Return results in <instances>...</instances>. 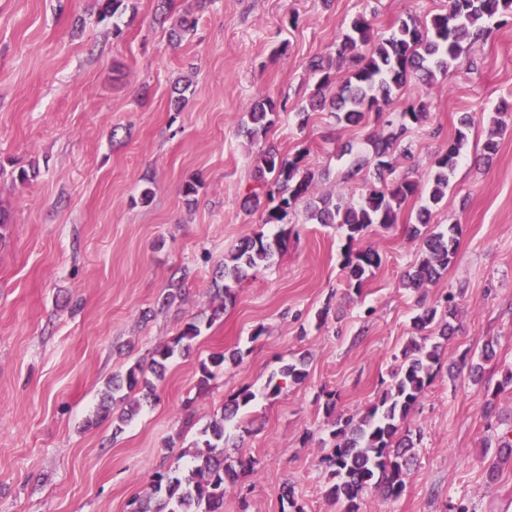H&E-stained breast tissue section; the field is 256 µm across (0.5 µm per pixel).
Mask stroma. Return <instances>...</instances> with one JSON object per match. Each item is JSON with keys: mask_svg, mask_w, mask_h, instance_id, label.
<instances>
[{"mask_svg": "<svg viewBox=\"0 0 512 512\" xmlns=\"http://www.w3.org/2000/svg\"><path fill=\"white\" fill-rule=\"evenodd\" d=\"M447 0H215L195 35L173 43L156 24L157 0H129L118 21H98L96 0H0V209L10 224L0 240V512H130L157 474L242 390L255 400L232 432L224 460L254 458L224 496L223 512H339L323 458L330 427L318 401L336 391L337 413L378 402L418 333L413 319L445 291L459 304V330L441 353L439 373L405 426L422 434L418 458L395 500L366 491L359 512H512V463L496 479L487 440L512 436V390L498 391L512 369V126L490 163L474 156L498 106L512 103V25L464 53L431 84L407 82L403 100L424 99L429 117L405 137L410 160L426 175L462 114L475 118L448 194L430 229L462 227L453 262L430 288L403 276L421 252L409 235L420 199L397 224L371 226L357 240L382 264L360 294L342 271L346 237L337 225L289 217L287 249L235 285V300L196 351L173 358L157 398L121 435L99 413L106 382L208 313L213 271L257 230L277 234L261 212L247 211L264 143L288 156L309 148L315 194L343 187L357 200L361 180L343 184L351 158L369 154L384 122L340 125L330 112L299 127L296 112L317 78L311 59H335L358 15L375 37L392 23L444 12ZM195 93L170 108L174 85ZM284 103L265 141L238 129L251 102ZM36 168L21 182L13 168ZM199 183L193 203L183 186ZM152 189L153 200L140 196ZM182 287L172 305L170 284ZM326 320H318L320 311ZM494 358L472 382L462 355ZM241 351L208 391L198 392V362ZM305 359L307 378L275 397L265 387L284 364ZM194 424H183L185 407ZM291 487L293 499L282 496Z\"/></svg>", "mask_w": 512, "mask_h": 512, "instance_id": "stroma-1", "label": "stroma"}]
</instances>
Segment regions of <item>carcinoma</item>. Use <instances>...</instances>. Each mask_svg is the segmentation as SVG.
Here are the masks:
<instances>
[{
    "instance_id": "obj_1",
    "label": "carcinoma",
    "mask_w": 512,
    "mask_h": 512,
    "mask_svg": "<svg viewBox=\"0 0 512 512\" xmlns=\"http://www.w3.org/2000/svg\"><path fill=\"white\" fill-rule=\"evenodd\" d=\"M508 17L512 18V0H448L445 12L423 22L411 16L400 20L388 36L377 40L369 20L363 16L355 19L336 49V61H351L353 70L335 86L330 73L332 65L325 66L320 59L311 60L309 68L317 76V84L297 116L303 128L310 113L328 105L338 123L358 126L367 115L373 113L379 119L384 109L392 108L398 114V124L387 121L392 130L386 136L373 137L371 156L354 160L344 175V180L350 181L368 165L373 168L374 181L366 184L365 193L354 203L347 201L339 188L313 200L309 195L314 173L303 165L304 156L298 153L287 158L271 144L257 161L263 182L249 194L252 207L264 209V223H285L290 212L304 201L308 220L338 225L347 239L342 264L347 285L360 293L369 274L379 268L381 257L372 248H354L355 242L374 224L389 227L397 223L403 205L413 197L424 198L418 222L426 225L432 210L448 194L450 178L467 145L466 130L473 124L471 115L460 118L454 138L435 155L426 183L407 174L397 177L401 160L410 154L409 149L400 148L401 142L411 126L427 118L428 109L422 99L399 101L397 92L411 76L427 83L436 74L447 73L474 43L489 35L492 25ZM195 26L196 19L184 14L172 24L169 36L179 42ZM278 112L279 105L273 99L256 100L247 112L240 134L251 142L265 137ZM511 115L504 106L492 117V127L482 147L486 158L497 153V135ZM460 231L461 225L450 224L443 231L423 236L419 228H412L413 236H423L422 255L407 273L404 286L419 291L435 284L456 256ZM290 233L291 230L283 229L270 238L259 232L243 240L224 259V265L212 279L213 299L220 303L211 308V313L192 318L177 336L157 346L148 366L137 362L112 376L101 405L103 417H112V437L123 432L124 426L139 414L141 399L156 396L157 383L164 379L168 361L176 355H190L202 325L221 317L224 306L233 299L230 283L242 282L262 264L271 265L287 246ZM456 320L458 304L451 291L414 317L415 329L425 333L422 342L410 340L402 350V365L392 374L389 389L364 413L333 416L336 394H327L324 408L331 417L330 434L335 440L334 451L326 459L334 479L329 496L343 506V512H359V501L369 488L393 499L404 491L405 477L416 459L422 437L402 430V423L436 377L440 350L458 331ZM240 358L238 351H220L200 360L197 389L207 390L226 363H235ZM280 375L283 381L303 382L307 377L305 361L284 365ZM255 398L253 392L245 390L225 404L220 418L201 431V443L185 451L190 463L182 475H158L151 495L135 501L133 512H222L228 485L236 481V473L224 465L227 431L237 425L239 411Z\"/></svg>"
}]
</instances>
